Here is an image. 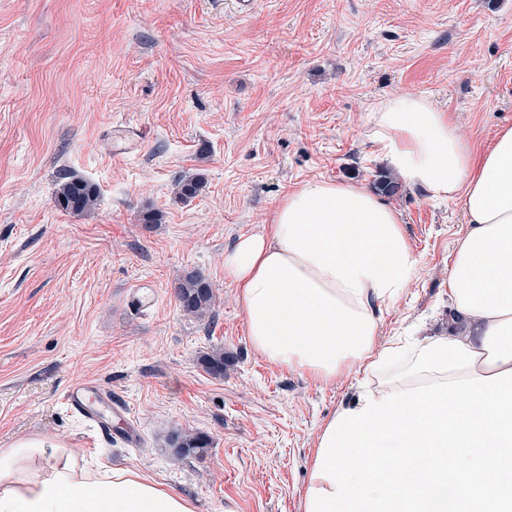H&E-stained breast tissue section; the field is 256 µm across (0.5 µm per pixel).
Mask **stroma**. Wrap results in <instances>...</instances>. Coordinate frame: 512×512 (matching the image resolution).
Here are the masks:
<instances>
[{
  "mask_svg": "<svg viewBox=\"0 0 512 512\" xmlns=\"http://www.w3.org/2000/svg\"><path fill=\"white\" fill-rule=\"evenodd\" d=\"M426 96L472 143L512 126V0H0V448L47 435L88 465L139 470L196 512H301L313 444L356 393L252 347L224 255L271 224L313 180L376 190L390 175L369 138L372 107ZM144 132L138 151L113 129ZM203 177L183 202L180 181ZM96 185L93 209L55 202ZM420 273L386 312L385 345L454 323L449 267L467 229L460 198L396 179ZM161 224L145 229L144 212ZM199 269L215 301L184 315L175 287ZM148 300L129 306L136 286ZM223 349V376L203 353ZM91 383L128 419L111 429L64 395ZM206 433L177 456L170 430ZM96 186L83 179L72 178L63 182L56 192V203L71 214H81L91 209L97 202Z\"/></svg>",
  "mask_w": 512,
  "mask_h": 512,
  "instance_id": "1",
  "label": "stroma"
}]
</instances>
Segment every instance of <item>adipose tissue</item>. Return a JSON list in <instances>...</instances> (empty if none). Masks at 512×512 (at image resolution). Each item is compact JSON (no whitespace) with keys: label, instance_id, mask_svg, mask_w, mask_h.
Segmentation results:
<instances>
[{"label":"adipose tissue","instance_id":"ef3b65f1","mask_svg":"<svg viewBox=\"0 0 512 512\" xmlns=\"http://www.w3.org/2000/svg\"><path fill=\"white\" fill-rule=\"evenodd\" d=\"M370 139L391 169L468 219L450 269L455 327L378 346L385 311L419 274L398 214L366 188L311 181L288 193L267 231L224 258L249 339L271 364L330 382L354 371L374 399L512 369V127L470 142L424 96L399 93L370 112ZM0 512H195L131 468H87L71 448L32 436L0 448Z\"/></svg>","mask_w":512,"mask_h":512}]
</instances>
